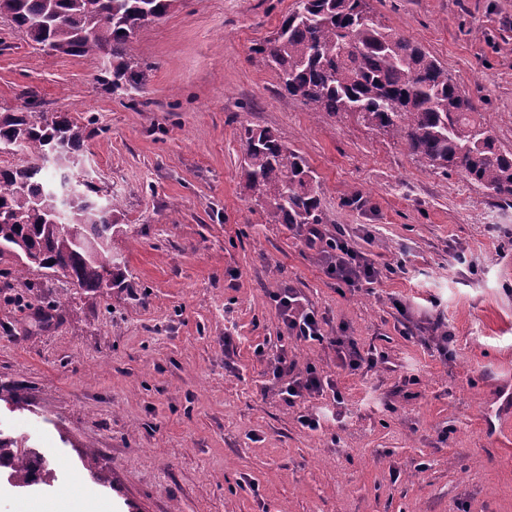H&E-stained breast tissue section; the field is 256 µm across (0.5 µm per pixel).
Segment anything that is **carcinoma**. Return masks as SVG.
I'll return each instance as SVG.
<instances>
[{
    "instance_id": "cac0c4a2",
    "label": "carcinoma",
    "mask_w": 512,
    "mask_h": 512,
    "mask_svg": "<svg viewBox=\"0 0 512 512\" xmlns=\"http://www.w3.org/2000/svg\"><path fill=\"white\" fill-rule=\"evenodd\" d=\"M180 0H0V15L43 50L107 58L112 89L138 93L143 80L130 43ZM288 97L319 112L345 114L391 132L426 166L453 171L512 204V150L484 126L472 100L435 57L382 25L366 0H296L274 37L254 48ZM84 121L48 115L31 102L0 111V154L25 160L0 166V258L18 276L36 267L94 294L121 285L123 256L112 251L123 213L115 198L80 171L90 135ZM245 187L276 224H322L319 184L307 161L267 129L243 126ZM18 483L28 452L15 441Z\"/></svg>"
}]
</instances>
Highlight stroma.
<instances>
[{"instance_id": "1", "label": "stroma", "mask_w": 512, "mask_h": 512, "mask_svg": "<svg viewBox=\"0 0 512 512\" xmlns=\"http://www.w3.org/2000/svg\"><path fill=\"white\" fill-rule=\"evenodd\" d=\"M294 4L184 0L134 40V98L101 58L44 52L0 16V111L34 99L93 117L82 159L121 201L127 261L101 296L0 274V432L55 463L30 487L1 475L0 512H512V428L487 417L512 388V206L289 98L255 49ZM369 4L512 148V0ZM244 125L306 159L327 234L378 280L336 281L255 204ZM286 288L316 309L323 342L288 336L272 299ZM339 338L377 363L343 367ZM283 344L331 389L286 405L270 366Z\"/></svg>"}]
</instances>
